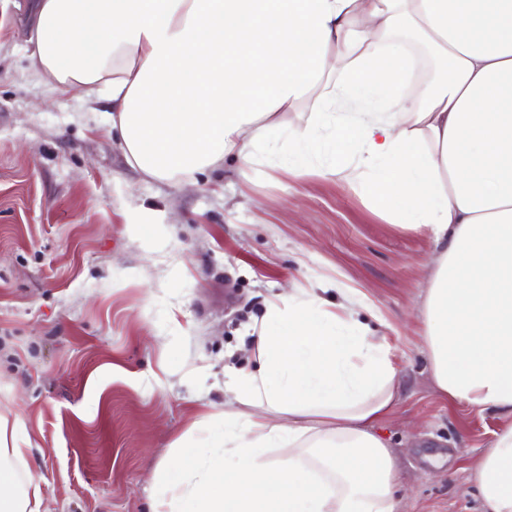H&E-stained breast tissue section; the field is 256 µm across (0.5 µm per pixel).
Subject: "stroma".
Returning a JSON list of instances; mask_svg holds the SVG:
<instances>
[{"mask_svg": "<svg viewBox=\"0 0 512 512\" xmlns=\"http://www.w3.org/2000/svg\"><path fill=\"white\" fill-rule=\"evenodd\" d=\"M30 0H0V428L45 476L41 512H150L183 435L220 443L224 369L253 363L266 299L311 278L390 324L401 399L378 431L397 512H474L468 467L502 421L442 400L422 338L435 248L336 177L235 160L192 186L142 179L105 102L30 73Z\"/></svg>", "mask_w": 512, "mask_h": 512, "instance_id": "1", "label": "stroma"}]
</instances>
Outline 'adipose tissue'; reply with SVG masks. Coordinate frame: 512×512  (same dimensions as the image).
<instances>
[{
    "label": "adipose tissue",
    "instance_id": "obj_1",
    "mask_svg": "<svg viewBox=\"0 0 512 512\" xmlns=\"http://www.w3.org/2000/svg\"><path fill=\"white\" fill-rule=\"evenodd\" d=\"M31 14L30 71L108 103L141 176L186 183L228 157L244 174L264 160L340 175L430 239L433 383L502 419L469 481L478 512H512V0H33ZM400 30L446 60L419 100L402 91ZM372 311L338 280L270 299L254 367L224 374L223 443L168 469L151 512H396L399 470L376 427L399 367ZM270 448L290 454L268 462ZM26 455L0 436V512H40L44 478L15 479Z\"/></svg>",
    "mask_w": 512,
    "mask_h": 512
}]
</instances>
